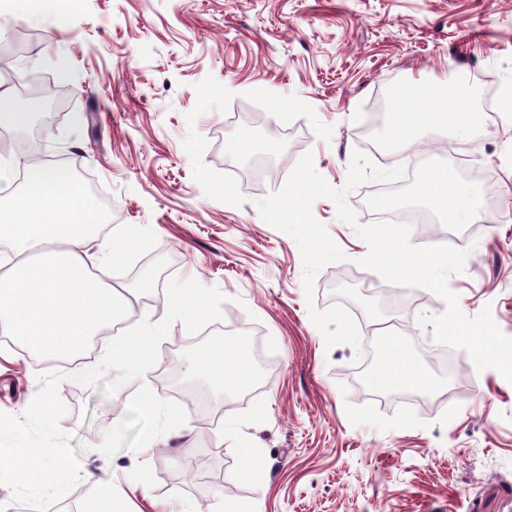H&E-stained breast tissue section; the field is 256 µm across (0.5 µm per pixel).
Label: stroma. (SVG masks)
Returning a JSON list of instances; mask_svg holds the SVG:
<instances>
[{"label": "stroma", "mask_w": 512, "mask_h": 512, "mask_svg": "<svg viewBox=\"0 0 512 512\" xmlns=\"http://www.w3.org/2000/svg\"><path fill=\"white\" fill-rule=\"evenodd\" d=\"M21 30L43 34L27 47L32 71L66 66L65 114L41 143L47 166L81 169L112 200L87 250L128 244L112 272L128 300L123 327L163 319L173 278L227 298L200 334L174 325L142 378L106 371L102 384L118 385L108 397L70 379L100 363L98 347L77 361L0 339V413L23 415L39 374L68 376L59 425L95 479L50 512H86L99 479L120 492L112 512H512V383L454 348L453 367L437 365L417 317L443 301L359 266L368 247L355 228L380 211L377 183L349 193L356 225L330 199L312 207L346 256L319 272L315 303L350 312L356 347L326 348L298 245L256 207L308 151L336 189L354 151L384 169L425 157L392 206H420L418 182L436 168L481 190L475 222L415 224L410 241L456 239L467 258L449 286L461 311L491 307L512 337V0H80L65 27L11 9L0 42ZM445 77L498 123L463 140L393 139L387 89L428 94ZM392 337L428 386L380 381ZM223 339L262 350L249 395L214 386L191 360ZM243 446L259 473L238 476Z\"/></svg>", "instance_id": "stroma-1"}]
</instances>
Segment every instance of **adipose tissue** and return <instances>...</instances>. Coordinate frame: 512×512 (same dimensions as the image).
<instances>
[{
	"mask_svg": "<svg viewBox=\"0 0 512 512\" xmlns=\"http://www.w3.org/2000/svg\"><path fill=\"white\" fill-rule=\"evenodd\" d=\"M456 98V86L447 79L437 81L433 98L404 95L396 133L413 137L426 131L469 132L476 116L465 108H450ZM22 169L29 175L23 193L13 197L8 208H0V241L23 247L0 274V331L40 354H73L120 316L125 301L111 276L119 251L108 246L96 265H88L84 246L103 222L99 208L54 168L27 163ZM419 192L445 222L460 224L475 212V192L449 183L447 171L430 172ZM193 359L219 384L252 377L243 347L234 342L201 347Z\"/></svg>",
	"mask_w": 512,
	"mask_h": 512,
	"instance_id": "adipose-tissue-1",
	"label": "adipose tissue"
}]
</instances>
